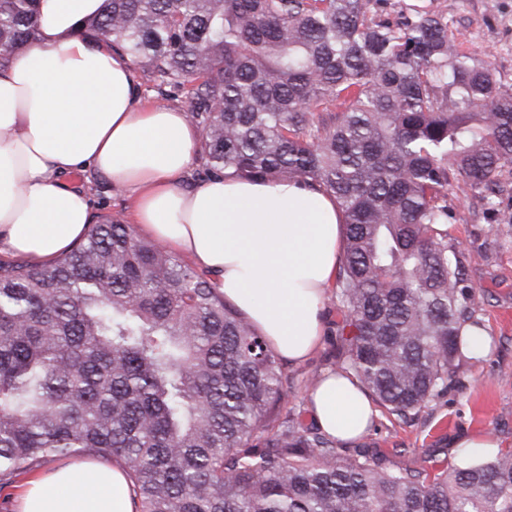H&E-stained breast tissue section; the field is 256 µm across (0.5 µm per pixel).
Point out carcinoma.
Returning <instances> with one entry per match:
<instances>
[{
    "label": "carcinoma",
    "mask_w": 512,
    "mask_h": 512,
    "mask_svg": "<svg viewBox=\"0 0 512 512\" xmlns=\"http://www.w3.org/2000/svg\"><path fill=\"white\" fill-rule=\"evenodd\" d=\"M0 0V63L36 40ZM381 0H103L85 32L181 93L208 179L319 186L344 214L336 372L401 421L456 382L483 329L448 245V185L492 204L512 87L448 25ZM278 354L206 273L118 219L50 266L0 260V485L49 459L121 465L135 512H512V448L394 468L288 407Z\"/></svg>",
    "instance_id": "1"
}]
</instances>
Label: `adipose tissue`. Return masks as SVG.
I'll list each match as a JSON object with an SVG mask.
<instances>
[{
    "instance_id": "obj_1",
    "label": "adipose tissue",
    "mask_w": 512,
    "mask_h": 512,
    "mask_svg": "<svg viewBox=\"0 0 512 512\" xmlns=\"http://www.w3.org/2000/svg\"><path fill=\"white\" fill-rule=\"evenodd\" d=\"M102 0H38V35L0 64V252L52 264L91 222V170L132 202L140 231L211 272L270 346L293 363L323 335L341 258L343 216L324 190L236 176L189 186L201 134L188 113L141 104L129 56L86 37ZM339 441L376 414L358 382L333 372L309 396ZM23 512H134L120 465L87 462L31 481Z\"/></svg>"
}]
</instances>
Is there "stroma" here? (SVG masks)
Segmentation results:
<instances>
[{
	"label": "stroma",
	"mask_w": 512,
	"mask_h": 512,
	"mask_svg": "<svg viewBox=\"0 0 512 512\" xmlns=\"http://www.w3.org/2000/svg\"><path fill=\"white\" fill-rule=\"evenodd\" d=\"M420 3L448 23V35L457 49L478 60L490 61L498 77L512 86V0H383L381 18L396 22L409 5ZM93 220L112 217L131 223L129 198L113 189L106 179L90 177ZM448 242L468 259V276L476 287V306L492 341L484 359L462 363L457 385L423 408L414 421L404 423L378 408L361 444L385 452L396 465L412 463L424 448L447 438L449 457L460 454V439L489 436L504 448H512V244L497 214L486 210L470 186L451 180L448 187ZM324 335L319 348L303 363L284 362L295 379L291 401L308 415L306 378L332 371L336 345L343 332L344 314L335 294H328L322 310Z\"/></svg>",
	"instance_id": "1"
}]
</instances>
